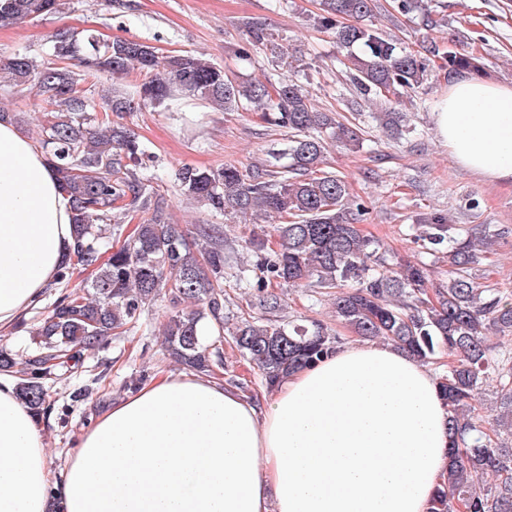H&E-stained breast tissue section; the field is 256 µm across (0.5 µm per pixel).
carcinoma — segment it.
Wrapping results in <instances>:
<instances>
[{"label":"carcinoma","instance_id":"cac0c4a2","mask_svg":"<svg viewBox=\"0 0 512 512\" xmlns=\"http://www.w3.org/2000/svg\"><path fill=\"white\" fill-rule=\"evenodd\" d=\"M62 5V0H0V27L54 13ZM377 8V0H321L316 16L350 60V81L359 95L387 97L417 87L428 80L430 62L438 56L447 61L450 78L484 73L483 57L472 52L442 56L435 42L417 53L400 49L385 31L365 24ZM245 36L240 51L245 59L274 42L257 22L246 23ZM45 55L40 62L31 47L21 46L4 64L17 92L34 95L43 110L40 147L73 208V246L53 283L60 292L32 327L21 325L33 344L31 354L19 360L0 348V373L18 375V395L37 418L51 414L46 382L57 368H83L85 353L135 326L161 297L172 306L163 336L176 363L214 372L227 335L257 368L261 384L274 388L341 344L337 331L320 320L297 323L282 315L284 299L274 289L310 281L329 291L336 322L355 335L392 344L421 363L448 356L439 383L450 413L451 465L431 512H457L460 503L468 512H512V357L493 354L487 343L492 331L512 335V299L475 273L497 233L487 227L481 236L462 240L445 218H423L429 242L448 244L447 279L431 289L426 267L379 256L380 243L353 224V215L365 206L352 198L342 177L324 167L326 142L319 133L328 130L335 142L357 147L363 130L317 111L291 76L241 82L202 54L165 53L146 41L120 37L103 41L93 29L54 32ZM132 69L143 75L133 90L112 92L102 107L88 96L100 79L117 80ZM190 97L226 111H260L267 124L288 130L287 147L270 153L264 175L234 165H184L177 173L184 195L216 212L251 218L247 244L262 254L261 284L268 289L260 300L264 315L242 316L231 327L224 316V238L209 224L191 236L169 220L165 195L130 167L146 150L133 132L110 119L113 112L147 105L169 111ZM126 207L148 218L111 249L110 215ZM273 217L282 223L266 225ZM270 227L279 249L267 256ZM78 267L94 275L72 289ZM187 302L189 309L183 307ZM491 376L497 381L496 414L484 419L476 404Z\"/></svg>","mask_w":512,"mask_h":512}]
</instances>
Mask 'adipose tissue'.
Listing matches in <instances>:
<instances>
[{
  "label": "adipose tissue",
  "instance_id": "obj_1",
  "mask_svg": "<svg viewBox=\"0 0 512 512\" xmlns=\"http://www.w3.org/2000/svg\"><path fill=\"white\" fill-rule=\"evenodd\" d=\"M434 121L462 167L512 179V87L456 78ZM72 244L44 153L0 122V331L41 301ZM449 464L438 379L389 344L342 345L259 400L157 374L57 473L41 421L0 379V512H429Z\"/></svg>",
  "mask_w": 512,
  "mask_h": 512
}]
</instances>
